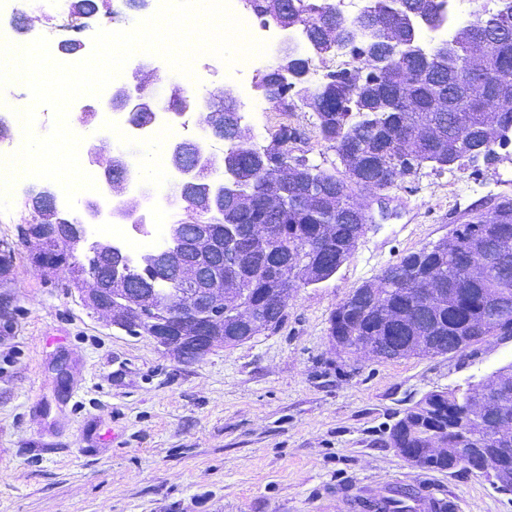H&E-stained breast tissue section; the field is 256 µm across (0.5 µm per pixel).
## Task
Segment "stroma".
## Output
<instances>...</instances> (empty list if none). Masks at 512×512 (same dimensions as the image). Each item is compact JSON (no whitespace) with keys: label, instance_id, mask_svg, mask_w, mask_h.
<instances>
[{"label":"stroma","instance_id":"35a3bbf8","mask_svg":"<svg viewBox=\"0 0 512 512\" xmlns=\"http://www.w3.org/2000/svg\"><path fill=\"white\" fill-rule=\"evenodd\" d=\"M140 18L124 0L79 21L66 6L43 13L37 0H22L0 25L55 46L77 40L78 62L98 29ZM199 67L191 91L232 88L252 147L288 125L301 134L294 156L340 169L312 109L276 111L255 96L253 77L228 85L214 61ZM25 189L17 184L11 211L0 214V254L13 261L0 288L9 300L0 316V512H346L359 485L380 491L400 478L434 484L459 512H512V494L493 476L422 468L383 441L427 393L483 382L511 364L512 338L490 336L461 353L344 361L329 336L332 311L356 288L512 196V145L488 161L422 168L381 204L357 191L376 222L336 275L299 289L278 330L190 364L94 313L67 272L47 279L34 269Z\"/></svg>","mask_w":512,"mask_h":512}]
</instances>
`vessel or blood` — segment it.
Wrapping results in <instances>:
<instances>
[{"label": "vessel or blood", "instance_id": "vessel-or-blood-1", "mask_svg": "<svg viewBox=\"0 0 512 512\" xmlns=\"http://www.w3.org/2000/svg\"><path fill=\"white\" fill-rule=\"evenodd\" d=\"M395 499L410 501L414 512H453L455 507L447 493L424 483L415 486L403 479L390 483L382 492L360 488L351 507L353 512H366L372 506L381 508L382 512H389L391 502Z\"/></svg>", "mask_w": 512, "mask_h": 512}]
</instances>
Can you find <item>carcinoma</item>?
<instances>
[{
  "label": "carcinoma",
  "instance_id": "carcinoma-1",
  "mask_svg": "<svg viewBox=\"0 0 512 512\" xmlns=\"http://www.w3.org/2000/svg\"><path fill=\"white\" fill-rule=\"evenodd\" d=\"M372 4L371 14L385 28L387 42L411 38L399 19L388 14L389 0ZM245 5L258 17L302 27L317 55L323 54L321 42L339 38L330 16L336 6L329 0H288L286 14L279 0H245ZM406 6L440 25L435 0H406ZM98 11L99 0H69V14L76 20ZM509 18L512 0H502L497 12L456 27L449 37L473 72H492L506 88H512V37L498 39L480 53L472 51V42ZM311 61L288 55L282 67L305 74ZM451 73L437 55L407 57L367 82L348 83L331 73L319 87L295 90L316 112L321 138L336 152L343 178L295 158L290 143L299 134L286 125L262 150L240 140L228 145L226 164L232 176L227 181L235 185L237 196L226 199L224 213L211 218V223L224 225V246L212 259L224 297V322L213 332L217 345L235 346L277 329L293 292L329 280L351 257L361 226L370 221L350 210L354 189L380 193L425 165L443 170L450 161L488 157L509 138L503 127L508 117L498 112L496 98L470 103L454 87ZM214 110L212 119L224 125V137L237 136L241 116L236 104L226 98ZM271 162H294L296 168L281 183L268 168ZM271 196L283 200L275 215L265 212ZM42 203L40 193L25 202L36 216L33 227L39 234L30 243L31 262L43 275L68 268L73 287L82 291L88 288L84 265L67 232L54 228L42 212ZM257 223L270 225L269 239L250 237V227ZM89 264L110 276L119 271L107 288H134L145 277L137 268L124 270L126 261L118 256L95 254ZM493 296L506 298L511 306L490 321L487 302ZM243 306L258 310L263 324L239 321ZM171 317L165 306L142 299L120 307L112 322L138 335L144 323ZM329 335L343 356L357 354L367 342L377 343L378 360L443 355L450 340L469 347L488 336L512 337V197L500 198L491 209L458 225L451 236L404 255L355 289L331 312ZM495 383L501 393L491 403L481 389ZM505 416L512 419V363L483 385L426 394L390 427L388 440L404 458L439 471L463 465L454 453L460 446L486 448L492 467L512 474V425L506 434L490 436V420ZM436 446L442 452L432 453Z\"/></svg>",
  "mask_w": 512,
  "mask_h": 512
}]
</instances>
